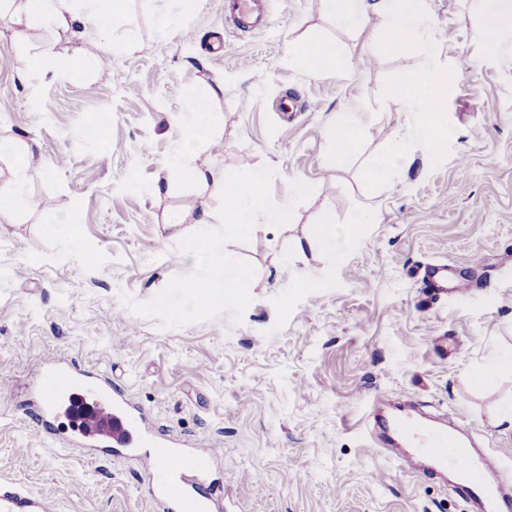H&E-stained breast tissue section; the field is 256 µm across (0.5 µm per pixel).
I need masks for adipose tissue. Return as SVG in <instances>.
<instances>
[{"instance_id":"obj_1","label":"adipose tissue","mask_w":512,"mask_h":512,"mask_svg":"<svg viewBox=\"0 0 512 512\" xmlns=\"http://www.w3.org/2000/svg\"><path fill=\"white\" fill-rule=\"evenodd\" d=\"M323 15L354 30L363 29L371 19L385 22L386 42L404 49L420 38L419 18L424 0H321ZM484 23L480 37L497 52H511L512 0H480ZM126 7V0H0V20L31 28L38 25L65 27L79 23L89 30H109L114 15ZM444 86L435 71L416 73L399 83L396 95L404 111L423 115L420 137L428 151L440 148L447 134L446 115L439 110ZM190 107L180 119L181 148L165 163L168 174L207 184L210 168L200 161V145L211 137L215 117L197 92L189 94ZM40 171L31 146L16 139L0 146V218H13L31 208L25 193L27 183Z\"/></svg>"}]
</instances>
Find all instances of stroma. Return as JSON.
Instances as JSON below:
<instances>
[{
	"mask_svg": "<svg viewBox=\"0 0 512 512\" xmlns=\"http://www.w3.org/2000/svg\"><path fill=\"white\" fill-rule=\"evenodd\" d=\"M269 7L275 26L255 33L225 24L224 0L163 29L176 0H127L95 39L74 23L27 30L19 44L0 21V141L31 144L43 172L27 192L52 202L0 220V482L52 492L59 512H157L137 459L66 447L65 409L39 432L50 365L71 359L102 371L166 447L218 448L201 477L210 512H224L227 494L240 512H470L452 484L408 476L371 449L379 394L463 421L512 466V432L493 420L512 402V370L485 391L469 383L512 350V56L482 42L478 0H425L435 54L418 42L390 49L377 19L359 32L321 19L320 0ZM316 37L346 66L313 75L292 64L291 47ZM89 52L101 69L78 79L32 69ZM430 68L451 81L440 102L448 138L432 154L408 139L414 118L394 97ZM192 90L218 124L201 154L216 180L203 187L163 168ZM286 96L295 112L279 111ZM353 106L371 119L340 164L329 134ZM96 120L100 138L87 132ZM397 136L408 140L404 171L373 184L367 172ZM265 165L278 202L291 180L314 185L297 229L341 228L363 209L371 222L330 260L297 253L292 232L270 225L228 244L257 270L238 325L224 314L163 329L121 305L119 293L147 301L192 271L169 255L193 227L167 224L168 211L216 210L218 175ZM430 264L469 291L433 296Z\"/></svg>",
	"mask_w": 512,
	"mask_h": 512,
	"instance_id": "1",
	"label": "stroma"
}]
</instances>
